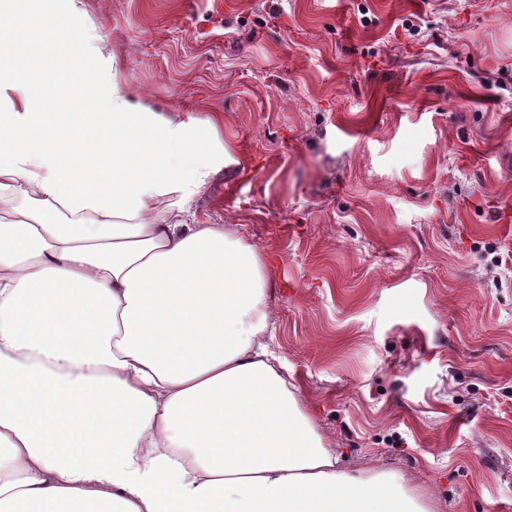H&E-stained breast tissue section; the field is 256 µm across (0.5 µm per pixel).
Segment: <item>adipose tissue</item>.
<instances>
[{
  "label": "adipose tissue",
  "instance_id": "ef3b65f1",
  "mask_svg": "<svg viewBox=\"0 0 512 512\" xmlns=\"http://www.w3.org/2000/svg\"><path fill=\"white\" fill-rule=\"evenodd\" d=\"M33 2L0 0V512H432L340 468L269 349V257L185 219L219 117L133 103L96 45L37 54L17 19L87 36L82 0Z\"/></svg>",
  "mask_w": 512,
  "mask_h": 512
}]
</instances>
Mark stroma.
<instances>
[{
    "label": "stroma",
    "mask_w": 512,
    "mask_h": 512,
    "mask_svg": "<svg viewBox=\"0 0 512 512\" xmlns=\"http://www.w3.org/2000/svg\"><path fill=\"white\" fill-rule=\"evenodd\" d=\"M132 101L221 114L192 202L353 474L512 512V0H83Z\"/></svg>",
    "instance_id": "35a3bbf8"
}]
</instances>
